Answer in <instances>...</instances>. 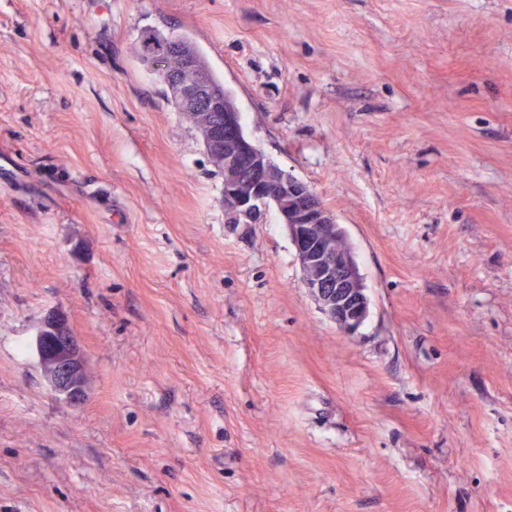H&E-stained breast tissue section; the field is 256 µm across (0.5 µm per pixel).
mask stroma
I'll return each instance as SVG.
<instances>
[{
  "label": "stroma",
  "mask_w": 512,
  "mask_h": 512,
  "mask_svg": "<svg viewBox=\"0 0 512 512\" xmlns=\"http://www.w3.org/2000/svg\"><path fill=\"white\" fill-rule=\"evenodd\" d=\"M147 31L342 225L354 333L226 222ZM0 512H512V0H0ZM41 371L51 389L68 400L85 395L86 361L67 320L48 315L36 336Z\"/></svg>",
  "instance_id": "stroma-1"
}]
</instances>
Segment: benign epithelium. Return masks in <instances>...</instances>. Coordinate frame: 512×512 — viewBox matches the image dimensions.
I'll return each mask as SVG.
<instances>
[{
  "label": "benign epithelium",
  "instance_id": "obj_1",
  "mask_svg": "<svg viewBox=\"0 0 512 512\" xmlns=\"http://www.w3.org/2000/svg\"><path fill=\"white\" fill-rule=\"evenodd\" d=\"M146 54L180 110L210 118L199 133L207 156L224 176L221 201L232 224H255L277 211L295 248L303 284L321 310L347 333L365 321L369 302L353 252L336 217L304 182L275 169L246 135L241 113L224 110V90L211 82L207 67L173 35L152 40ZM41 371L51 389L68 400L85 395L86 361L67 320L45 317L36 336Z\"/></svg>",
  "mask_w": 512,
  "mask_h": 512
}]
</instances>
